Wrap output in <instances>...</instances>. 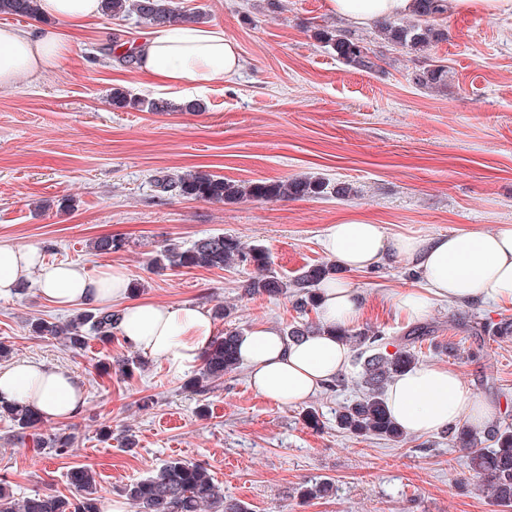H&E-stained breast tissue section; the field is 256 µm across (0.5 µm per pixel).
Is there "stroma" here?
<instances>
[{
    "label": "stroma",
    "mask_w": 512,
    "mask_h": 512,
    "mask_svg": "<svg viewBox=\"0 0 512 512\" xmlns=\"http://www.w3.org/2000/svg\"><path fill=\"white\" fill-rule=\"evenodd\" d=\"M174 2L237 42L241 72L203 87L164 86L112 49L136 41L144 25L90 21L75 32L76 50L59 68L0 90V242L37 247L45 261L77 264L92 275L123 266L138 286L131 301L222 304L231 314L215 320L216 331L244 334L264 325L284 331L319 316L300 313L289 296H245L248 266L153 273L162 245L187 247L224 234L263 246L272 272L291 280L328 263L319 240L344 215L418 237L512 224V15L449 11L447 40L421 55L387 44L374 27L355 28L380 58V71L368 73L315 38L319 27H346L326 0ZM429 64L445 66V85L412 81V71ZM116 87L175 104L198 99L204 109H117ZM187 170L242 183L314 177L351 193L209 203L156 187L158 177ZM65 198L73 210L60 209ZM106 234L123 237L125 248L96 255L93 242ZM337 277L361 292L358 326L378 331L387 352L423 327L414 346L420 364L457 372L498 405V421L512 424V334L482 329L512 322V303H436L416 323L389 300L393 291L420 285L418 271L403 262ZM75 313L43 297L32 277L25 293L0 297V342L13 360L69 370L86 395L79 416L46 424L48 432L72 436L63 455L11 442L13 425L0 418V482L14 498L44 491L74 497L67 474L84 464L107 508L128 485L181 459L207 467L225 496L251 512H501L444 431L396 443L339 429L337 409L360 395L354 366L339 386L310 398L324 423L317 431L303 425L304 406L256 393L244 368L199 395L159 357H143L142 368L122 373L119 360L133 353L123 336L73 350L30 332L35 319L64 321ZM146 396L153 400L147 408ZM324 480L332 494L300 498L301 487Z\"/></svg>",
    "instance_id": "1"
}]
</instances>
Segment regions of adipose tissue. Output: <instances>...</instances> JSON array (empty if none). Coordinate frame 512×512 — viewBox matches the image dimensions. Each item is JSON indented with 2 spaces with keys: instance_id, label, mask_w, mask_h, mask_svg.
<instances>
[{
  "instance_id": "adipose-tissue-1",
  "label": "adipose tissue",
  "mask_w": 512,
  "mask_h": 512,
  "mask_svg": "<svg viewBox=\"0 0 512 512\" xmlns=\"http://www.w3.org/2000/svg\"><path fill=\"white\" fill-rule=\"evenodd\" d=\"M100 0H39L48 26L25 30L0 27V88L20 78H37L54 69L70 50L63 25L99 16ZM417 0H328L336 17L365 26L384 17H403ZM134 53L140 71L172 85H203L238 74L243 59L237 43L223 30L206 26L156 27L146 31ZM325 254L342 267L372 269L389 258L412 265L423 285L392 292V305L408 318H423L435 301L451 304L512 302V225L495 231L460 230L414 237L387 234L381 225L355 216L329 225L321 239ZM37 274L42 295L66 307L76 303H122L119 332L137 352L164 358L174 374L196 367L214 328L208 309L166 306L150 301L125 303L129 278L123 267L100 275L71 264L42 259L37 248L0 243V296L11 295L29 274ZM320 319L328 326H355L361 294L344 281L320 288ZM240 363L254 389L282 405H297L331 384L344 371L349 350L327 335L296 342L277 328L261 326L242 336ZM0 397L33 408L47 420L71 419L84 409L83 385L70 372L40 361L22 360L0 367ZM388 411L410 435L438 431L463 422L483 428L497 412L494 402L473 394L454 372L419 365L393 380L385 394Z\"/></svg>"
}]
</instances>
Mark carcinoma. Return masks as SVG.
Here are the masks:
<instances>
[{
	"instance_id": "cac0c4a2",
	"label": "carcinoma",
	"mask_w": 512,
	"mask_h": 512,
	"mask_svg": "<svg viewBox=\"0 0 512 512\" xmlns=\"http://www.w3.org/2000/svg\"><path fill=\"white\" fill-rule=\"evenodd\" d=\"M447 13V0H419L414 19L405 22L387 19L380 22L378 31L393 45L423 53L446 39L440 22ZM0 14L35 19L39 16L38 3L37 0H0ZM102 14L109 20H125L134 16L152 27L190 26L203 22L201 13L177 9L172 6V0H102ZM316 37L331 46L345 64L365 72L380 69L378 56L350 32L320 29ZM444 74L443 66L430 65L418 70L413 80L419 86H430L443 81ZM112 106L142 112L202 110V103L197 100L172 104L165 99L136 98L118 88L112 91ZM156 187L185 199L231 203L245 197L264 201L319 197L327 193L328 184L319 179L301 178L242 185L221 175L188 171L173 178L162 177L156 180ZM124 247V238L114 235L101 236L93 245L96 254L102 256ZM241 263L254 268L244 287L246 294L277 296L290 293L295 297L296 307L305 312L319 308L316 286L336 273V266L319 264L309 267L292 281L283 280L271 272L265 249L257 246L246 251L236 238L222 234L199 238L185 249L170 243L153 260L158 271L171 268L223 269ZM119 320L117 311L88 306L64 322L39 318L31 323V330L36 337H61L71 348L81 350L91 336L101 342L112 340ZM327 329L320 322L314 325L306 323L289 328L286 336L290 340L301 341L310 334ZM329 330L339 334L341 340L356 345L355 364L359 366L358 376L364 389L362 397L336 410L337 426L356 437L376 435L394 442L402 441L405 432L388 414L384 390L396 376L417 365L416 355L406 347L392 354L382 351L378 348L380 336L368 329L354 334L336 327ZM239 338L237 331H226L224 335L213 338L202 355V366L189 380L193 391L205 393L213 383L237 369ZM0 417H7L14 423L17 440L24 445L41 448L48 444L59 455L67 453L70 448L69 436L61 433L44 436L41 433L43 418L18 402L0 399ZM448 437L459 447L469 450L471 469L487 481L498 506L511 509L512 426L496 423L481 436L462 427L451 426ZM70 482L78 493L71 500L53 492H38L17 501L1 486L0 512H103L94 472L90 468H74L70 472ZM125 495L134 512H249L244 503L224 497V492L204 467L176 459L165 463L152 476L129 485Z\"/></svg>"
}]
</instances>
